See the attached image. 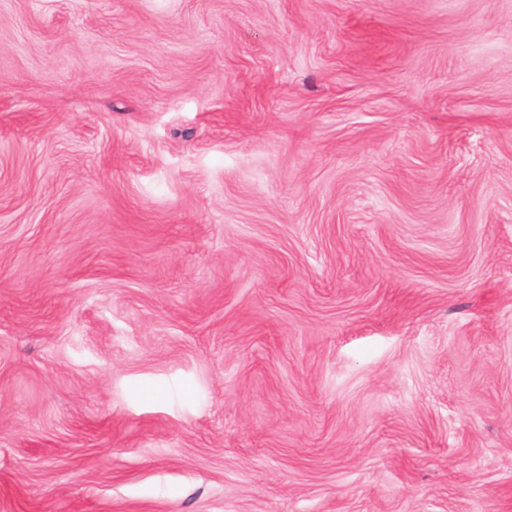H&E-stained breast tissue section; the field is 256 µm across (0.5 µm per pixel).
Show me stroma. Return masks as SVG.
I'll list each match as a JSON object with an SVG mask.
<instances>
[{
  "mask_svg": "<svg viewBox=\"0 0 512 512\" xmlns=\"http://www.w3.org/2000/svg\"><path fill=\"white\" fill-rule=\"evenodd\" d=\"M0 512H512V0H0Z\"/></svg>",
  "mask_w": 512,
  "mask_h": 512,
  "instance_id": "obj_1",
  "label": "stroma"
}]
</instances>
